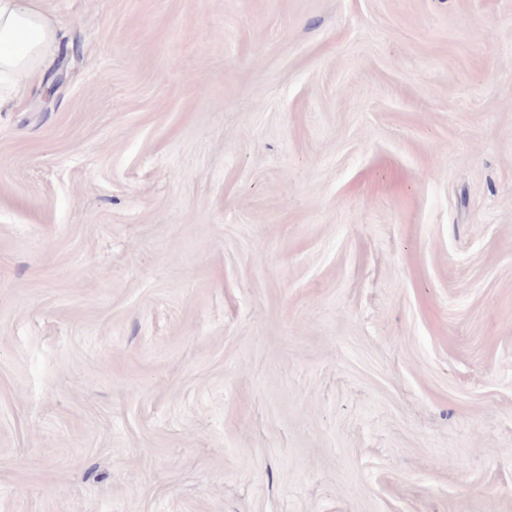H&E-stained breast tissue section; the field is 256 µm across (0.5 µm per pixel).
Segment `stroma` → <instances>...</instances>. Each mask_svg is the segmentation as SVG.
Segmentation results:
<instances>
[{"label": "stroma", "mask_w": 512, "mask_h": 512, "mask_svg": "<svg viewBox=\"0 0 512 512\" xmlns=\"http://www.w3.org/2000/svg\"><path fill=\"white\" fill-rule=\"evenodd\" d=\"M41 6L0 512H512V0Z\"/></svg>", "instance_id": "35a3bbf8"}]
</instances>
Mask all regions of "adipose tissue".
Segmentation results:
<instances>
[{"label":"adipose tissue","mask_w":512,"mask_h":512,"mask_svg":"<svg viewBox=\"0 0 512 512\" xmlns=\"http://www.w3.org/2000/svg\"><path fill=\"white\" fill-rule=\"evenodd\" d=\"M54 42L38 0H0V101L38 73Z\"/></svg>","instance_id":"obj_1"}]
</instances>
